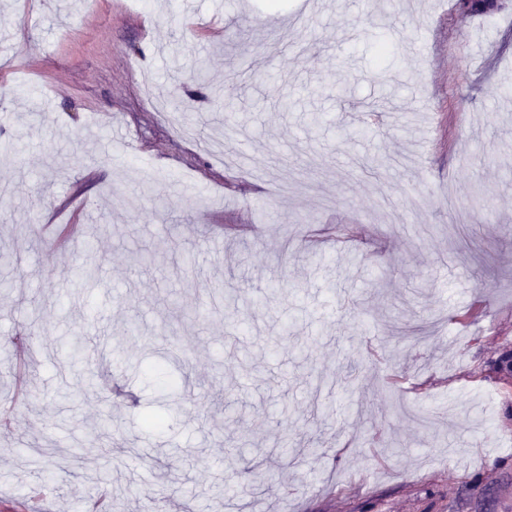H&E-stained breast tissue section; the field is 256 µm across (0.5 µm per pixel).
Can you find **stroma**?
Returning a JSON list of instances; mask_svg holds the SVG:
<instances>
[{"mask_svg":"<svg viewBox=\"0 0 512 512\" xmlns=\"http://www.w3.org/2000/svg\"><path fill=\"white\" fill-rule=\"evenodd\" d=\"M302 8L0 0V512H512V0Z\"/></svg>","mask_w":512,"mask_h":512,"instance_id":"35a3bbf8","label":"stroma"}]
</instances>
